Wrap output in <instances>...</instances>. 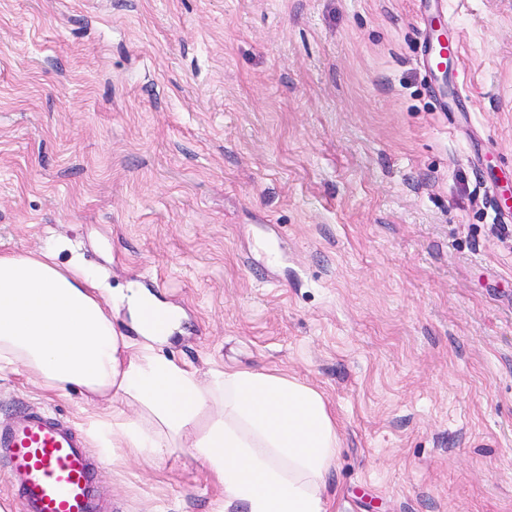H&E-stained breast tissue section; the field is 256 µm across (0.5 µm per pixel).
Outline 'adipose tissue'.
I'll use <instances>...</instances> for the list:
<instances>
[{
    "label": "adipose tissue",
    "mask_w": 512,
    "mask_h": 512,
    "mask_svg": "<svg viewBox=\"0 0 512 512\" xmlns=\"http://www.w3.org/2000/svg\"><path fill=\"white\" fill-rule=\"evenodd\" d=\"M62 250L0 254V369L89 401L121 396L91 425L101 446L146 460L187 449L224 490L216 512H327L340 437L320 391L270 370L199 373L164 348L176 312L133 287L107 301L95 269ZM122 304L127 333L112 319Z\"/></svg>",
    "instance_id": "1"
}]
</instances>
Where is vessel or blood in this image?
Returning <instances> with one entry per match:
<instances>
[{
  "instance_id": "vessel-or-blood-1",
  "label": "vessel or blood",
  "mask_w": 512,
  "mask_h": 512,
  "mask_svg": "<svg viewBox=\"0 0 512 512\" xmlns=\"http://www.w3.org/2000/svg\"><path fill=\"white\" fill-rule=\"evenodd\" d=\"M100 468L65 419L32 408L0 423V469L20 512H105Z\"/></svg>"
}]
</instances>
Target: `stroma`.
<instances>
[{
	"label": "stroma",
	"instance_id": "obj_1",
	"mask_svg": "<svg viewBox=\"0 0 512 512\" xmlns=\"http://www.w3.org/2000/svg\"><path fill=\"white\" fill-rule=\"evenodd\" d=\"M509 191L512 0H0V254L64 238L199 372L317 388L328 512H512ZM26 405L105 412L1 370ZM100 479L108 512L224 498L184 452Z\"/></svg>",
	"mask_w": 512,
	"mask_h": 512
}]
</instances>
